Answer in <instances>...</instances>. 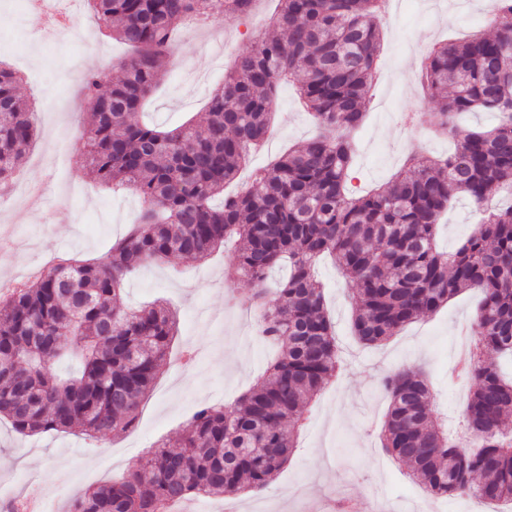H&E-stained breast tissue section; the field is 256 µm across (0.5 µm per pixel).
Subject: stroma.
Listing matches in <instances>:
<instances>
[{"label": "stroma", "mask_w": 512, "mask_h": 512, "mask_svg": "<svg viewBox=\"0 0 512 512\" xmlns=\"http://www.w3.org/2000/svg\"><path fill=\"white\" fill-rule=\"evenodd\" d=\"M423 0H400L397 13L383 26L385 52L377 84L366 105V119L353 138L351 187L363 195L390 181L409 151L436 156L454 142L435 135L430 126L437 104L422 88L404 78L421 69L423 47L474 32H491L483 20V0H441L439 10ZM275 0H257L243 20L216 14L194 26L180 27L171 55L162 63L163 81L136 118L163 130L204 117L212 90L222 83L234 59L273 23ZM128 49L102 38L86 6H77L68 35L50 37L23 0H0V56L21 76L20 93L33 103L37 137L17 170L23 181L44 186L45 203L34 208L22 194L0 199V232L25 240L7 265L19 277L41 261L57 257L106 261L115 240L135 223L142 202L137 195H115L90 173L82 145L78 94L80 77L95 71L116 79ZM315 132L291 82H281L269 139L251 156L249 167H263L286 149L303 144ZM479 218L467 198L455 199L438 229L441 249L453 250L471 233ZM232 250L196 261L174 257L140 267L126 281L125 300L136 306L157 298L177 312V334L157 378L141 403L137 424L129 431L102 438L79 432L22 436L0 420V506L26 497L32 485L42 489V512H66L70 501L103 482L121 477L163 440L178 438L200 405L224 407L256 383L273 349L248 334L235 307H249L254 287L224 281ZM323 284L324 305L334 325L336 344L346 371L321 392L291 461L263 491L234 496L238 512H321L326 501H353L358 512H394L402 505L420 507L422 489L409 482L403 466L385 472L378 434L388 409L381 390L387 375L412 365L425 369L437 398V412L457 425L470 388L453 379L452 367L465 349L463 331L479 296L461 293L433 315L406 327L378 345L355 336V304L329 260L316 268ZM195 347V365L181 363Z\"/></svg>", "instance_id": "stroma-1"}]
</instances>
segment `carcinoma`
<instances>
[{
  "label": "carcinoma",
  "mask_w": 512,
  "mask_h": 512,
  "mask_svg": "<svg viewBox=\"0 0 512 512\" xmlns=\"http://www.w3.org/2000/svg\"><path fill=\"white\" fill-rule=\"evenodd\" d=\"M98 20L132 50L123 76L100 92L102 76L82 77L86 163L114 192L142 200L139 218L102 264L61 259L0 300V419L23 435L78 428L90 437L132 429L175 334V315L154 302L123 298L140 265L173 255L204 259L230 242L228 282L256 292L259 337L277 347L264 378L227 407L204 406L178 449L152 447L118 481L77 498L70 512H161L193 494L226 497L263 489L297 448L310 403L346 364L336 350L316 264L328 256L351 286L353 329L379 344L433 314L458 293L477 289L469 324L477 338L455 376L472 383L459 437L435 415L426 375H388L379 444L430 496L512 503V203L490 208L453 251L436 227L454 196L479 205L512 193V0H498L488 35L432 47L422 84L439 103L434 127L458 134L468 112H493L488 130H467L444 158L410 155L398 176L372 193L350 186L353 150L328 130L365 119L383 50L381 0H278L284 36H262L238 57L211 95L205 117L174 130L132 122L159 87L161 60L188 16L245 18L254 0H87ZM291 81L318 132L233 194L247 149L267 138L276 87ZM19 77L0 66V185L37 136L34 108L17 94ZM288 266L276 288L270 272ZM72 361L61 377L47 364Z\"/></svg>",
  "instance_id": "1"
}]
</instances>
